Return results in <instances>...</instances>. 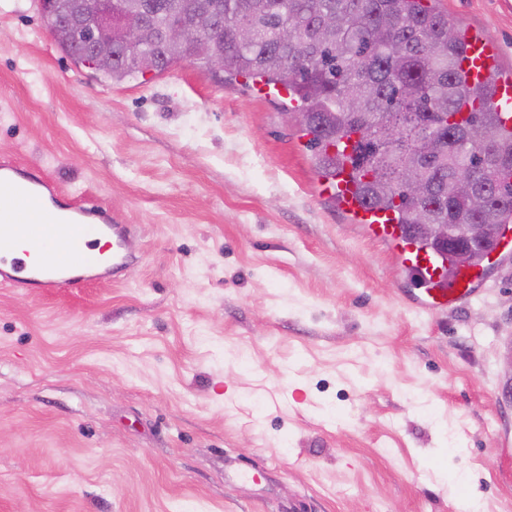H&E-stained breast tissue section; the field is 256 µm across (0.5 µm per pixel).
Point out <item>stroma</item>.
<instances>
[{"label":"stroma","mask_w":512,"mask_h":512,"mask_svg":"<svg viewBox=\"0 0 512 512\" xmlns=\"http://www.w3.org/2000/svg\"><path fill=\"white\" fill-rule=\"evenodd\" d=\"M512 73V0H435ZM133 227L112 282L0 286V512H512V257L430 312L281 96L120 83L0 0V159Z\"/></svg>","instance_id":"35a3bbf8"}]
</instances>
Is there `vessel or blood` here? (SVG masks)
<instances>
[{"instance_id":"obj_1","label":"vessel or blood","mask_w":512,"mask_h":512,"mask_svg":"<svg viewBox=\"0 0 512 512\" xmlns=\"http://www.w3.org/2000/svg\"><path fill=\"white\" fill-rule=\"evenodd\" d=\"M492 50L479 39L469 41L459 69L470 85L486 82ZM493 107L503 128H512V79L497 83ZM347 174L336 177V198L377 237L388 241L401 265L414 274L430 307L445 309L468 300L485 276L484 265H464L455 274L437 255L405 239L390 212L365 207L353 197ZM60 191L46 177L32 175L14 162H0V285L38 289L42 294L85 287L89 273L119 276L130 260L127 224L111 223L95 207L73 199L59 206Z\"/></svg>"}]
</instances>
